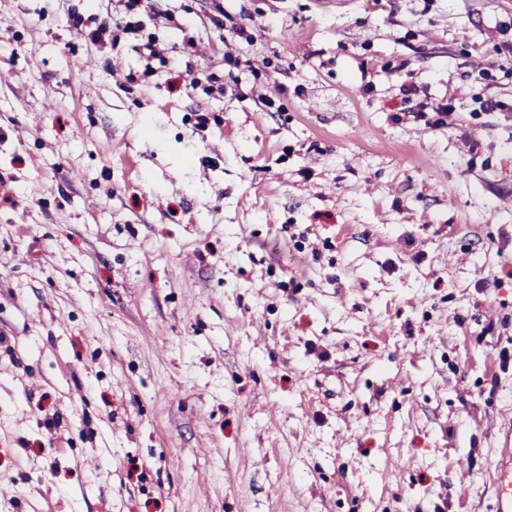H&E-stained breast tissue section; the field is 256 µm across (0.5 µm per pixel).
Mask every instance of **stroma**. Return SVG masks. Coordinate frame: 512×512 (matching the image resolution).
<instances>
[{"mask_svg":"<svg viewBox=\"0 0 512 512\" xmlns=\"http://www.w3.org/2000/svg\"><path fill=\"white\" fill-rule=\"evenodd\" d=\"M218 3L0 0V512H494L512 0ZM119 7L120 13L124 14V25L112 24L106 22H98L95 17L90 15L87 19L82 16H74L73 28L78 36L89 41L93 45L113 44L121 40V38L133 39L136 42L134 47L145 61V74H152V62L156 59L163 65L175 63L174 60L166 58L156 45L153 34L144 32V26L139 20L141 6L143 0H115ZM96 24L95 28H91V24Z\"/></svg>","mask_w":512,"mask_h":512,"instance_id":"35a3bbf8","label":"stroma"}]
</instances>
